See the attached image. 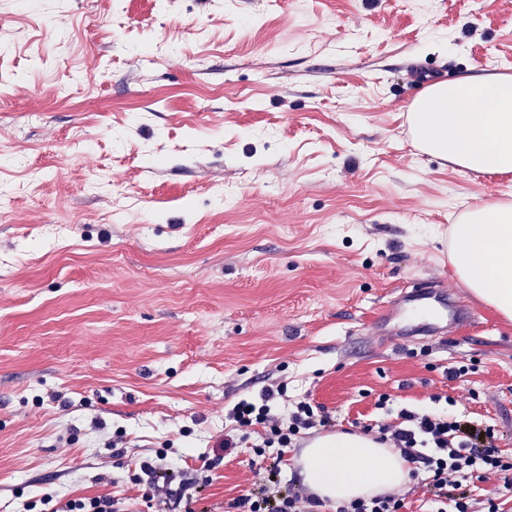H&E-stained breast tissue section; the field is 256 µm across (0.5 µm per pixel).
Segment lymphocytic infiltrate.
<instances>
[{
    "mask_svg": "<svg viewBox=\"0 0 512 512\" xmlns=\"http://www.w3.org/2000/svg\"><path fill=\"white\" fill-rule=\"evenodd\" d=\"M282 386L264 389L258 400H240L227 412L234 431L225 435V448L236 447L235 433L258 432L261 448L274 449L269 473L279 476L285 455L304 431L331 427L323 409L312 402L297 403L288 418L273 411L274 402L282 398ZM397 426L378 427V441L400 449L411 464L412 477H423L434 494L430 512H471L469 500L449 497V489H458L490 477L500 479L504 487L512 486V457L501 454L492 428L462 418L448 419L406 408L398 412ZM319 499L301 490L288 492L264 488L233 499V512H317Z\"/></svg>",
    "mask_w": 512,
    "mask_h": 512,
    "instance_id": "lymphocytic-infiltrate-1",
    "label": "lymphocytic infiltrate"
}]
</instances>
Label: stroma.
Returning a JSON list of instances; mask_svg holds the SVG:
<instances>
[{
	"mask_svg": "<svg viewBox=\"0 0 512 512\" xmlns=\"http://www.w3.org/2000/svg\"><path fill=\"white\" fill-rule=\"evenodd\" d=\"M480 67L512 70V0H0V512H225L268 473L224 412L271 385L281 417L462 414L512 456V320L453 275L469 326L393 302L512 201L409 134Z\"/></svg>",
	"mask_w": 512,
	"mask_h": 512,
	"instance_id": "obj_1",
	"label": "stroma"
}]
</instances>
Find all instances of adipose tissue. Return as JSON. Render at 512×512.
I'll return each mask as SVG.
<instances>
[{
	"instance_id": "obj_1",
	"label": "adipose tissue",
	"mask_w": 512,
	"mask_h": 512,
	"mask_svg": "<svg viewBox=\"0 0 512 512\" xmlns=\"http://www.w3.org/2000/svg\"><path fill=\"white\" fill-rule=\"evenodd\" d=\"M408 121L415 144L473 172H512V73L473 69L430 85ZM449 263L480 302L512 320V202L468 208L451 226ZM293 462L326 504L385 494L405 485L410 464L398 449L339 431L315 439Z\"/></svg>"
}]
</instances>
